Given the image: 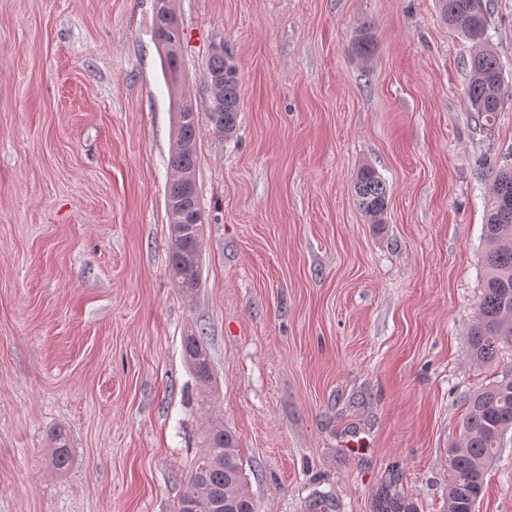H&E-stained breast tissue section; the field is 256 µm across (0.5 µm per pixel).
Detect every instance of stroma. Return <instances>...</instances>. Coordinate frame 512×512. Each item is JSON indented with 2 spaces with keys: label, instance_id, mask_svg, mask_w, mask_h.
Listing matches in <instances>:
<instances>
[{
  "label": "stroma",
  "instance_id": "1",
  "mask_svg": "<svg viewBox=\"0 0 512 512\" xmlns=\"http://www.w3.org/2000/svg\"><path fill=\"white\" fill-rule=\"evenodd\" d=\"M171 7L173 78L155 0H0V512H176L213 421L237 439L255 512H446L467 400L512 379V348L466 355L489 170L512 165V0L490 3L508 89L490 128L465 99L470 44L436 0ZM216 44L239 69L229 138L207 118ZM179 94L200 122L191 295L168 275ZM364 166L387 183L385 223L358 206ZM193 332L215 379L204 404ZM476 512H512V431ZM174 18L169 21L165 16L160 15L156 12L154 19V37L158 48H160V43H163V52H160L161 65L165 74L167 72L172 75L174 74L179 65V55L181 51V45L173 49L172 46L169 48V43L172 40L177 39L183 32L180 28V25H174ZM183 353L195 383L201 389L208 388L212 383L213 371L204 336L192 333L184 336ZM67 438V432L63 428L53 429L50 433L52 464L58 470L67 468L72 460Z\"/></svg>",
  "mask_w": 512,
  "mask_h": 512
}]
</instances>
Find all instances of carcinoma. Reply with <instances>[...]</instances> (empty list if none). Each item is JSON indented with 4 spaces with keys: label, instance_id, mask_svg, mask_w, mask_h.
<instances>
[{
    "label": "carcinoma",
    "instance_id": "carcinoma-1",
    "mask_svg": "<svg viewBox=\"0 0 512 512\" xmlns=\"http://www.w3.org/2000/svg\"><path fill=\"white\" fill-rule=\"evenodd\" d=\"M438 6L448 27L472 44L473 55L467 62V103L483 126L492 127L500 109L504 79L500 60L488 46L487 0H438ZM180 33V25L155 14L154 37L156 43L163 44L161 65L171 75L178 69L181 47L173 49L169 43ZM355 48L362 59L372 56L373 40L368 29L357 31ZM207 75L216 82V93L208 106V121L216 134L231 137L236 132L240 107L237 67L224 55H211ZM199 133L198 112L192 103L179 102L170 156L173 173L185 171L196 175ZM354 191L369 223H385L388 187L383 178L374 169L363 167L355 176ZM166 197L170 202L168 274L177 288L191 294L201 279V265L194 261L199 240L183 233L182 222L200 209L198 193L185 196L182 183L173 176L167 183ZM483 238L482 294L467 347V356L481 364L493 361L502 349L512 347L511 166L492 171ZM183 353L195 383L201 389L208 388L213 371L204 337L192 333L185 336ZM511 429L512 380L498 381L470 397L468 411L459 427V442L448 449L447 512H475L484 493L487 471ZM50 441L52 464L59 470L67 468L72 457L66 430H52ZM219 496L224 498L227 512H254L252 498L246 491L245 465L237 440L223 424L212 423L203 438V451L185 481L177 512H209Z\"/></svg>",
    "mask_w": 512,
    "mask_h": 512
}]
</instances>
